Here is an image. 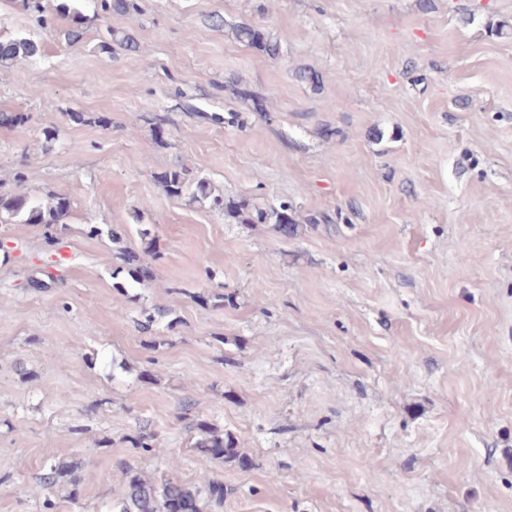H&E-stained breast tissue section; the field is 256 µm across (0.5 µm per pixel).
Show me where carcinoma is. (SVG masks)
I'll use <instances>...</instances> for the list:
<instances>
[{
  "label": "carcinoma",
  "mask_w": 512,
  "mask_h": 512,
  "mask_svg": "<svg viewBox=\"0 0 512 512\" xmlns=\"http://www.w3.org/2000/svg\"><path fill=\"white\" fill-rule=\"evenodd\" d=\"M99 7L106 16L112 13L132 16L138 12V0H99ZM231 33L238 42L271 59H277L283 53V39L256 25L238 24L232 27ZM107 34L109 39L102 44L106 50L112 49L114 44L128 52L138 49L137 40L127 31L110 29ZM35 52L36 46L28 39L0 42L1 63L18 57H31ZM160 182L168 193L178 196L188 191L191 201L217 210L237 224H275L285 237L293 231L295 220L289 214L292 206L286 202L261 208L245 198L226 200L224 195L215 193L208 179H190L189 171L183 166L162 173ZM69 211L70 203L62 197L50 196L39 200L25 193L0 195V220L6 215L14 221L40 226L43 229L44 244L50 253L58 250L62 236L68 230L66 218ZM192 430L197 432L194 442L197 450L222 461L240 460L232 439L224 436V432L212 423L198 420L192 425ZM123 474L126 490L113 501L110 512H208L224 505V484L219 482L210 481L192 487L170 476L156 484L127 464L123 466ZM40 480L49 489L67 484L71 487V498H79L74 465L68 462H50L45 466Z\"/></svg>",
  "instance_id": "cac0c4a2"
}]
</instances>
